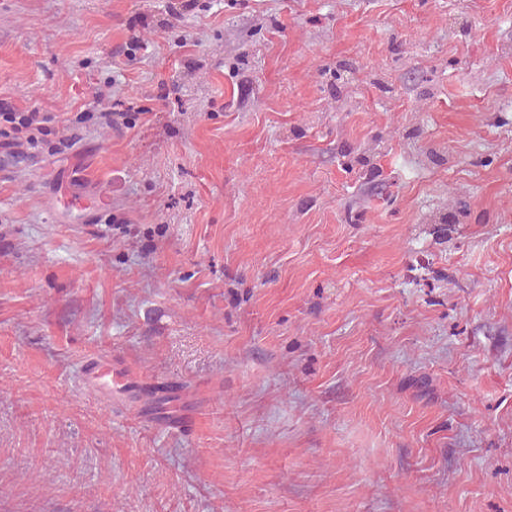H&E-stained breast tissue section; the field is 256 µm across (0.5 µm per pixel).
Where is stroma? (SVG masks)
Listing matches in <instances>:
<instances>
[{
	"label": "stroma",
	"instance_id": "35a3bbf8",
	"mask_svg": "<svg viewBox=\"0 0 512 512\" xmlns=\"http://www.w3.org/2000/svg\"><path fill=\"white\" fill-rule=\"evenodd\" d=\"M198 2L0 0L142 115L0 149V512H512V0ZM80 382L83 388L104 394L112 399L113 388L123 386L121 377L114 376L112 381V366L97 358H86L80 368Z\"/></svg>",
	"mask_w": 512,
	"mask_h": 512
}]
</instances>
